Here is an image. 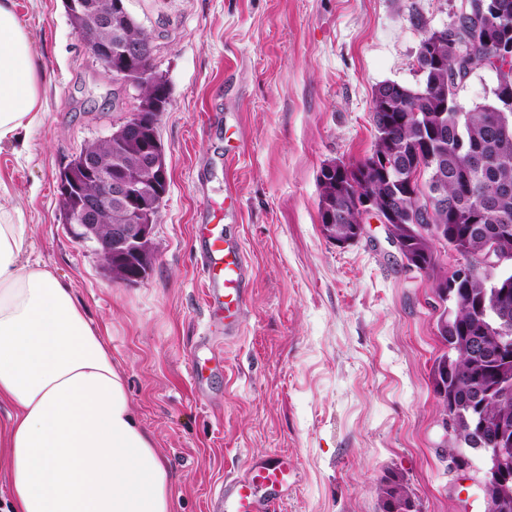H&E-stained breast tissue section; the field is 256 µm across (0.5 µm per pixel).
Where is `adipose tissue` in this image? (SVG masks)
<instances>
[{
  "label": "adipose tissue",
  "instance_id": "adipose-tissue-1",
  "mask_svg": "<svg viewBox=\"0 0 512 512\" xmlns=\"http://www.w3.org/2000/svg\"><path fill=\"white\" fill-rule=\"evenodd\" d=\"M38 61L0 0V144L39 119ZM0 203V459L7 512H174V479L71 288L24 261Z\"/></svg>",
  "mask_w": 512,
  "mask_h": 512
}]
</instances>
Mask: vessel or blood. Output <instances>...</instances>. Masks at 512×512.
I'll return each mask as SVG.
<instances>
[{"label": "vessel or blood", "mask_w": 512, "mask_h": 512, "mask_svg": "<svg viewBox=\"0 0 512 512\" xmlns=\"http://www.w3.org/2000/svg\"><path fill=\"white\" fill-rule=\"evenodd\" d=\"M193 236L209 313L223 318L225 330L238 329L247 308L251 273L242 245L215 235L206 224L194 225ZM295 474V461L285 455L254 461L244 476L225 479L210 501V512H281V493Z\"/></svg>", "instance_id": "vessel-or-blood-1"}]
</instances>
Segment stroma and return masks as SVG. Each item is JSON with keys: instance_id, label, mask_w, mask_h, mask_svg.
Wrapping results in <instances>:
<instances>
[{"instance_id": "stroma-1", "label": "stroma", "mask_w": 512, "mask_h": 512, "mask_svg": "<svg viewBox=\"0 0 512 512\" xmlns=\"http://www.w3.org/2000/svg\"><path fill=\"white\" fill-rule=\"evenodd\" d=\"M40 61L41 119L0 147L26 255L70 285L125 373L175 479V512H207L225 477L285 454L283 512H381L403 476L418 512H484L476 473L451 465L431 370L445 347L432 282L395 258L382 225L340 247L322 233L323 164L374 141L372 95L419 82L426 29L451 0H125L169 85L157 127L168 191L144 279L112 280L65 224L59 174L119 127L129 101L86 51L63 0H13ZM423 17L416 26L414 17ZM238 155L234 193L224 156ZM241 239L252 265L241 334L210 322L193 225ZM222 364L194 387L192 356Z\"/></svg>"}]
</instances>
